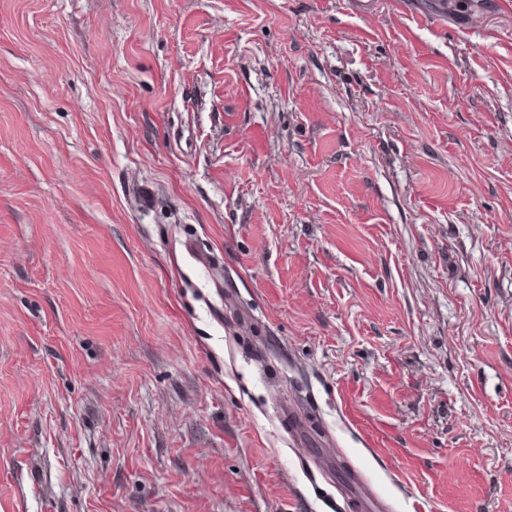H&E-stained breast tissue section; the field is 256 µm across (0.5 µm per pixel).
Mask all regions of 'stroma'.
<instances>
[{"label":"stroma","mask_w":512,"mask_h":512,"mask_svg":"<svg viewBox=\"0 0 512 512\" xmlns=\"http://www.w3.org/2000/svg\"><path fill=\"white\" fill-rule=\"evenodd\" d=\"M0 0V512H512V8Z\"/></svg>","instance_id":"stroma-1"}]
</instances>
